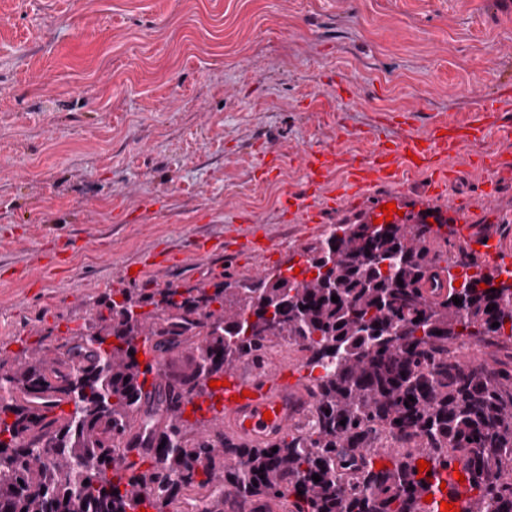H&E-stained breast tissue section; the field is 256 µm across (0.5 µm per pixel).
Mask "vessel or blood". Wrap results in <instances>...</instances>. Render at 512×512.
Returning a JSON list of instances; mask_svg holds the SVG:
<instances>
[{
    "label": "vessel or blood",
    "mask_w": 512,
    "mask_h": 512,
    "mask_svg": "<svg viewBox=\"0 0 512 512\" xmlns=\"http://www.w3.org/2000/svg\"><path fill=\"white\" fill-rule=\"evenodd\" d=\"M473 92L481 102L480 108L467 120L451 123H435L419 127L415 113L403 116V124L410 135L406 140L391 143L377 140L370 156L356 160L347 159L332 147H321L305 152L303 168L305 190L292 194L293 220L303 224L318 223L323 210L336 209L343 202L364 197L370 190L384 188L377 205L364 209L359 219L372 223L381 217L383 204L395 203L403 210V220L414 224H443L449 222L452 211L458 210L456 200H449L447 209L427 212L424 209H406V194L402 189L405 176L410 172H425L435 175L438 186H446L447 166L463 148L479 147L480 169L485 173L481 196L488 208L496 206V186L512 181V157L503 152L487 148L491 138L512 139V123L505 116L512 111V86L502 85L495 93L485 91L482 84H475ZM344 170L345 177L336 188L328 183L336 170ZM474 245L479 254L492 263H512V237L490 235L475 237ZM225 247L234 257L266 259L273 250L271 240H258L256 234L238 233L217 245L206 240L196 241L192 256L205 257ZM174 265L170 255L154 253L140 263L137 272L116 280L119 288L141 281L150 270L169 269ZM149 357L153 372L146 389L149 404L165 400L167 386L162 383L167 358L162 348L151 350ZM281 368L266 365L255 373L244 376L227 374V386L218 388L219 398L212 416L224 431L234 434L243 442L260 445L293 426L296 419L311 405L312 395L280 376Z\"/></svg>",
    "instance_id": "1"
}]
</instances>
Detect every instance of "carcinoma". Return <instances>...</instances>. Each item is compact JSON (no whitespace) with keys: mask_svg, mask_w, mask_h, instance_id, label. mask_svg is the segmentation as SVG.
<instances>
[{"mask_svg":"<svg viewBox=\"0 0 512 512\" xmlns=\"http://www.w3.org/2000/svg\"><path fill=\"white\" fill-rule=\"evenodd\" d=\"M440 228L389 224L369 236L359 222L339 224L306 249L313 278L276 270L211 292L116 289L68 360L40 347L17 362L0 353V512H172L190 498L212 512L207 499L226 488L286 498L288 512H438L424 497L445 495L454 467L467 482L464 498L449 494L459 512H512V359L458 354L512 344V273L444 288ZM152 336L165 337L167 355L188 356L175 388L189 402L240 360L281 339L296 345L304 366L326 371L311 379V431L249 446L186 417L179 400L143 408L151 366L138 362V341ZM61 404L69 411L53 412ZM139 411L145 434L131 438L126 420ZM380 430L415 447L384 456ZM420 459L430 470L418 471Z\"/></svg>","mask_w":512,"mask_h":512,"instance_id":"cac0c4a2","label":"carcinoma"}]
</instances>
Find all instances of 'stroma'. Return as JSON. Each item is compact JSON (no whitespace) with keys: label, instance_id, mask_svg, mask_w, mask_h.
Returning <instances> with one entry per match:
<instances>
[{"label":"stroma","instance_id":"1","mask_svg":"<svg viewBox=\"0 0 512 512\" xmlns=\"http://www.w3.org/2000/svg\"><path fill=\"white\" fill-rule=\"evenodd\" d=\"M505 0H0V347L66 343L123 271L263 225L278 269L341 218L287 220L304 150L352 156L382 115L460 122L512 84ZM466 224L501 232L461 152ZM264 273L225 254L141 285Z\"/></svg>","mask_w":512,"mask_h":512}]
</instances>
